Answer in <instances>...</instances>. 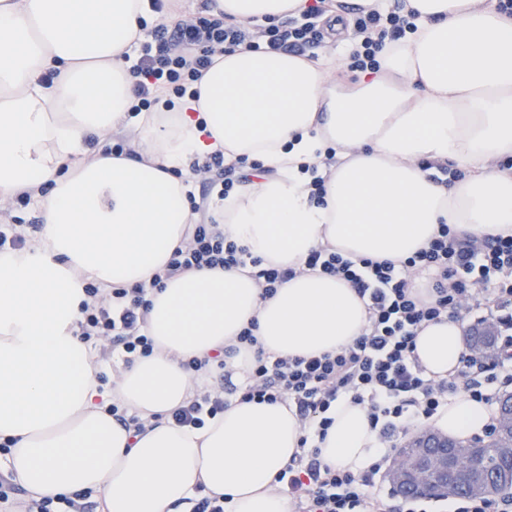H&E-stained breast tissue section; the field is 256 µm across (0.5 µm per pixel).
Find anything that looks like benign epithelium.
<instances>
[{"label": "benign epithelium", "mask_w": 512, "mask_h": 512, "mask_svg": "<svg viewBox=\"0 0 512 512\" xmlns=\"http://www.w3.org/2000/svg\"><path fill=\"white\" fill-rule=\"evenodd\" d=\"M473 451L468 443L448 447V437L437 431L417 430L397 450L395 461L387 472V482L400 496L435 498L448 495L468 480ZM468 490L483 495L511 491L512 471L506 477L480 476Z\"/></svg>", "instance_id": "1"}]
</instances>
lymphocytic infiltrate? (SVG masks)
I'll return each mask as SVG.
<instances>
[{"label": "lymphocytic infiltrate", "instance_id": "1", "mask_svg": "<svg viewBox=\"0 0 512 512\" xmlns=\"http://www.w3.org/2000/svg\"><path fill=\"white\" fill-rule=\"evenodd\" d=\"M328 9L329 0H314L302 20L273 25L234 23L220 13L187 15L169 9L167 20L156 26L151 41L143 43L131 68L137 79L134 111H151L162 94L185 96L217 52L266 49L302 56L319 48L325 39L319 20ZM414 17L402 0L388 11L359 8L352 23L351 70L378 69L377 56L385 43L414 33ZM202 170L214 175L223 198L250 183L253 173H264L265 167L217 151L205 159ZM207 209L206 200L193 204L197 222L188 225L184 244L150 281L111 288L88 284L79 334L97 360L111 359L117 372L154 351L146 329L151 290L188 271L248 270L265 300L300 271L350 282L364 303L367 326L338 351L274 355L264 350L248 327L224 352L184 362L198 384L185 405L172 412L177 425L203 426L234 400L280 402L294 409L303 428L300 451L274 478V487L288 499L291 512H389L373 487L401 437L414 427L427 426L449 398L461 395L492 407L496 395L489 392V385L512 388V338L498 345L490 362L464 351L458 367L442 379L428 374L414 354L422 325L444 317L461 321L481 312L512 329V235H491L477 243L442 224L427 247L398 264L367 257L353 260L318 246L296 270L264 264L228 239ZM241 345L253 350L244 381L228 378L223 387H215L209 380L212 370L224 369L227 357ZM343 400L366 409L383 448L380 460L359 475L335 469L320 458L318 443L325 439L333 423L331 413ZM88 497L83 490L37 497L19 487L14 477H0V512H86Z\"/></svg>", "mask_w": 512, "mask_h": 512}]
</instances>
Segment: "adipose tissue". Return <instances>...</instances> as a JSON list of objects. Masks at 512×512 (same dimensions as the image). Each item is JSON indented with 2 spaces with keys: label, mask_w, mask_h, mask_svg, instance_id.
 <instances>
[{
  "label": "adipose tissue",
  "mask_w": 512,
  "mask_h": 512,
  "mask_svg": "<svg viewBox=\"0 0 512 512\" xmlns=\"http://www.w3.org/2000/svg\"><path fill=\"white\" fill-rule=\"evenodd\" d=\"M241 23L302 15L308 0H215ZM417 30L386 44L371 77L340 81L333 61L240 48L215 54L199 99L172 98L132 113L127 59L151 0H0V200L30 191L41 231L0 250V440L30 493L98 492L102 512H186L198 491L230 512H289L273 480L299 448L286 405L232 402L203 427L170 419L193 389L184 360L234 344L257 322L263 348L307 356L359 336L366 312L352 285L318 274L283 283L264 300L232 269H200L149 295L157 350L101 391L77 334L84 285L149 279L193 221L184 184L215 151L276 169L210 214L265 264L296 267L329 245L346 257L399 262L442 224L474 239L512 234V18L491 0H405ZM133 126L137 158L108 154L107 134ZM339 161L323 203L311 200L308 164L327 147ZM454 163L462 181L430 179L422 162ZM460 323L422 326L415 353L429 374L453 371ZM158 423L134 434L105 411L111 401ZM321 443L328 464L362 473L381 454L366 409L343 401ZM487 405L453 398L435 427L481 433Z\"/></svg>",
  "instance_id": "1"
}]
</instances>
